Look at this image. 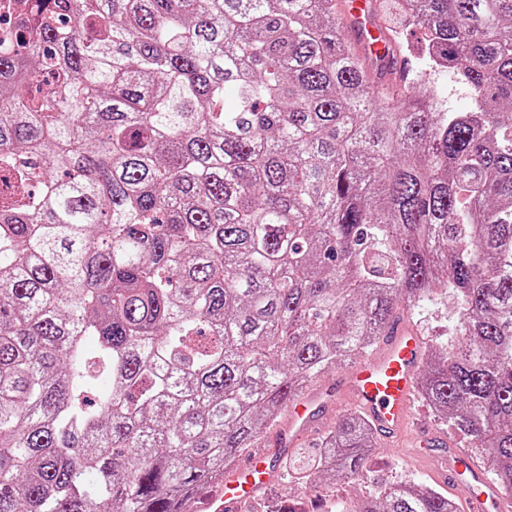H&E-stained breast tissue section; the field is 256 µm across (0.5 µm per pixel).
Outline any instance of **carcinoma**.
<instances>
[{
    "instance_id": "carcinoma-1",
    "label": "carcinoma",
    "mask_w": 512,
    "mask_h": 512,
    "mask_svg": "<svg viewBox=\"0 0 512 512\" xmlns=\"http://www.w3.org/2000/svg\"><path fill=\"white\" fill-rule=\"evenodd\" d=\"M337 2L26 0L0 30V512H183L443 290L419 393L512 492V0H405L397 100ZM374 447L349 413L288 475ZM344 512L458 508L400 481ZM438 78V84L442 86L445 91L448 109H451L453 112H469L473 109L474 101L469 92L451 82L448 73L445 72Z\"/></svg>"
}]
</instances>
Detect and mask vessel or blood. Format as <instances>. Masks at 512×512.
I'll return each instance as SVG.
<instances>
[{
	"instance_id": "1",
	"label": "vessel or blood",
	"mask_w": 512,
	"mask_h": 512,
	"mask_svg": "<svg viewBox=\"0 0 512 512\" xmlns=\"http://www.w3.org/2000/svg\"><path fill=\"white\" fill-rule=\"evenodd\" d=\"M338 17L346 41L375 65L379 91L385 95L402 91L411 61L394 52L378 0H341ZM426 351V340L409 314L394 315L376 348L325 392L289 401L287 427L276 429L268 447L248 451L235 462L203 498L199 512H241L271 485L283 451L312 434L333 405L347 401L369 418L380 441L392 447L409 443L413 457L429 465L439 482H465L470 488L465 512H502L512 496L488 480L472 452L449 445L415 414L419 369Z\"/></svg>"
}]
</instances>
